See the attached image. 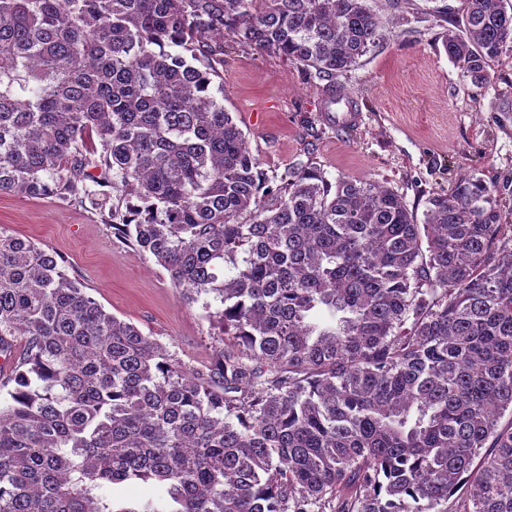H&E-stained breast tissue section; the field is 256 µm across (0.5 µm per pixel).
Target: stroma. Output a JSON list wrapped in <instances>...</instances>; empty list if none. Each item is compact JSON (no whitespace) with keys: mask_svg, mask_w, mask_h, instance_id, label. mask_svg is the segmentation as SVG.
<instances>
[{"mask_svg":"<svg viewBox=\"0 0 512 512\" xmlns=\"http://www.w3.org/2000/svg\"><path fill=\"white\" fill-rule=\"evenodd\" d=\"M435 0L384 10L385 40L337 85L358 104L343 129L324 110V83L279 57L224 44L216 97L245 133L262 169L284 174L312 160L326 177L373 181L423 215L428 198L462 179H481L512 206V52L483 86H473L445 54L447 28ZM40 198L0 194V229L56 254L62 270L104 309L157 339L185 367L208 365L224 347V326L202 303H186L155 259L112 233L109 210L91 194Z\"/></svg>","mask_w":512,"mask_h":512,"instance_id":"obj_1","label":"stroma"}]
</instances>
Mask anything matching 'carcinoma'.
<instances>
[{"label":"carcinoma","mask_w":512,"mask_h":512,"mask_svg":"<svg viewBox=\"0 0 512 512\" xmlns=\"http://www.w3.org/2000/svg\"><path fill=\"white\" fill-rule=\"evenodd\" d=\"M371 2L0 0V193L112 185L114 233L228 336L189 370L0 231V512H448L464 485L465 512H512V225L487 185L420 224L375 182L270 176L202 63L220 34L355 112L336 77L383 39ZM464 4L442 48L478 87L512 3ZM131 481L163 506L107 503Z\"/></svg>","instance_id":"1"}]
</instances>
